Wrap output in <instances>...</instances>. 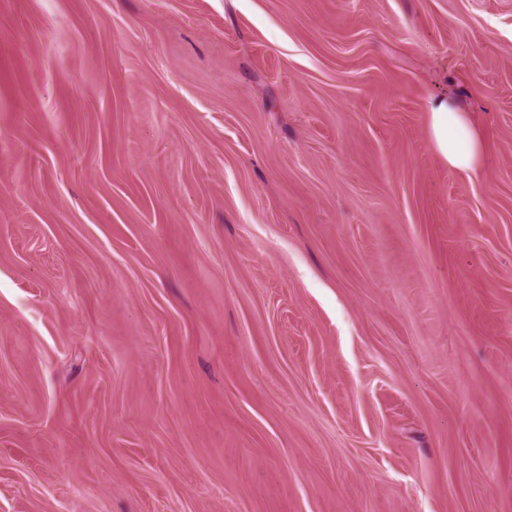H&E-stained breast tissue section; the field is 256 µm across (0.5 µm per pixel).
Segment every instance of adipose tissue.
<instances>
[{
  "instance_id": "ef3b65f1",
  "label": "adipose tissue",
  "mask_w": 512,
  "mask_h": 512,
  "mask_svg": "<svg viewBox=\"0 0 512 512\" xmlns=\"http://www.w3.org/2000/svg\"><path fill=\"white\" fill-rule=\"evenodd\" d=\"M430 135L435 149L450 168L463 172L476 170L482 140L468 113L452 101L436 102L430 112Z\"/></svg>"
}]
</instances>
